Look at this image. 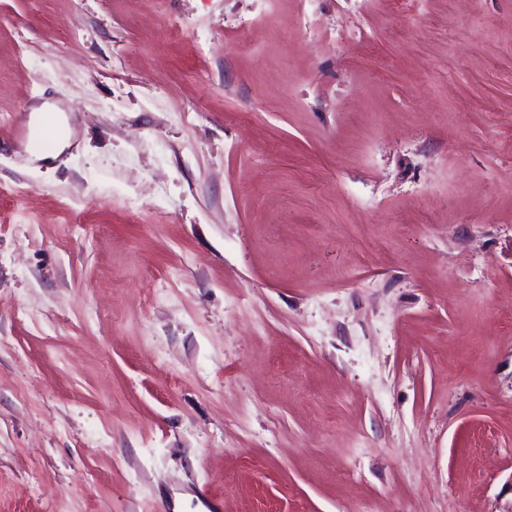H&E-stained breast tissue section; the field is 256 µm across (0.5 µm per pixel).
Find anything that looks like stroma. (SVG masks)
<instances>
[{"label":"stroma","mask_w":512,"mask_h":512,"mask_svg":"<svg viewBox=\"0 0 512 512\" xmlns=\"http://www.w3.org/2000/svg\"><path fill=\"white\" fill-rule=\"evenodd\" d=\"M202 489L512 512V0H0V512ZM56 123L62 128L63 133L54 141L52 127L48 125L42 140L43 147L46 148L45 150H41L38 147L35 138H32L31 142H29L28 151L34 159L46 161V163H48L49 160L54 159L57 154L63 151V149L69 144L70 134L68 129L65 127L67 125V119L62 117L61 124L58 122ZM51 146L52 148H50Z\"/></svg>","instance_id":"1"}]
</instances>
